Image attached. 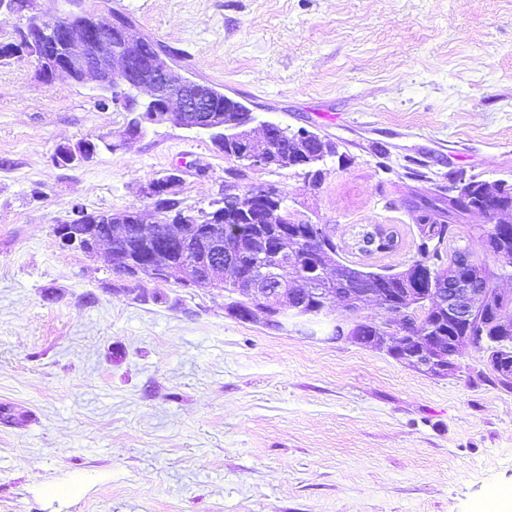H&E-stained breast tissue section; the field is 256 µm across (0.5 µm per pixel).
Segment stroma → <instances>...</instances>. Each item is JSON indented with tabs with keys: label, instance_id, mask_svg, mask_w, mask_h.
Returning <instances> with one entry per match:
<instances>
[{
	"label": "stroma",
	"instance_id": "obj_1",
	"mask_svg": "<svg viewBox=\"0 0 512 512\" xmlns=\"http://www.w3.org/2000/svg\"><path fill=\"white\" fill-rule=\"evenodd\" d=\"M195 79L306 128L339 158L244 168L207 134L147 129L69 167L60 145L119 133L89 87L0 64V512H484L512 507V390L430 378L386 353L243 322L223 292L134 281L53 233L75 205L153 212L140 187L181 166L179 197L273 184L325 225L339 261L396 272L416 254L407 199L462 167L512 183V0H100ZM394 231L360 253L361 226Z\"/></svg>",
	"mask_w": 512,
	"mask_h": 512
}]
</instances>
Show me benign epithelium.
<instances>
[{"instance_id":"obj_1","label":"benign epithelium","mask_w":512,"mask_h":512,"mask_svg":"<svg viewBox=\"0 0 512 512\" xmlns=\"http://www.w3.org/2000/svg\"><path fill=\"white\" fill-rule=\"evenodd\" d=\"M29 18L23 29L25 51H16L34 61V78L55 82L69 80L76 84L88 81L93 89L112 96L113 107L118 112L137 115L138 126H127L119 140L111 142L102 137L98 141L83 140L74 145L60 146L54 153V162L60 166L81 164L92 160L101 147L115 151L121 144L144 134L155 124H171L184 129L210 132L225 129L224 151L232 153L236 145H245L246 167L268 168L275 164L288 168L300 163L293 154L279 148L280 131L277 124L265 123L263 134L252 135L253 119L238 114H224L216 106L215 93L203 91L205 84L185 76L178 64L167 53L156 51L147 61L145 55L148 38L133 23H102L98 10L89 0H0V11L11 16L17 10ZM120 31V43L112 46V28ZM148 91L149 99L142 102L137 97H126L125 89ZM182 170L176 166L160 179H152L141 187V194L150 200L155 213V223L169 227L166 238L156 240L152 225L145 222L137 208L108 212L104 223L90 224L85 209L74 208V217L55 226L54 233L61 243L92 256L102 246L113 252V242H125L120 259L110 258V267L120 276L153 281L180 275L183 283L201 288L224 290L233 296L251 291L261 302L244 313L245 321L257 322L268 329L285 328L286 320L302 335H314L313 324L323 311H307L306 298L314 293L322 297L323 306L342 299L346 308L368 300H381L388 296L387 288H354L344 290L323 276L322 271L334 264V253L321 249L322 225H309L304 236L295 229H288V239L269 240L265 229L254 224L248 229L237 228L232 236L222 234L217 224H202L198 212L182 206L176 188L181 182ZM220 199L224 210L251 219L262 206L266 212H277L280 190L274 184L254 186L246 190L231 184L222 186ZM248 233L256 240L270 246L275 274L286 272L294 266L304 267L303 275L294 280L279 277L266 283L252 278L249 288H243V276L232 261L238 237ZM299 240L304 251L288 247V242ZM164 258L160 264L150 258ZM469 262L461 255L457 266L451 270L432 274L429 286L405 288L397 296L398 310L384 311L380 320L366 324L359 321L343 322L333 328L330 339L345 340L369 349L389 353L393 358L425 375L443 378L458 373L454 353L472 344L470 326L481 314L489 312L490 294L483 277L460 279L457 267ZM427 305L440 318L457 328L456 335L445 336L433 332L415 336L411 332L413 312ZM493 324L499 335L486 337L493 349L486 354V364L491 370L504 366L507 350L502 342L512 338L502 332L512 331L503 310L494 312Z\"/></svg>"}]
</instances>
